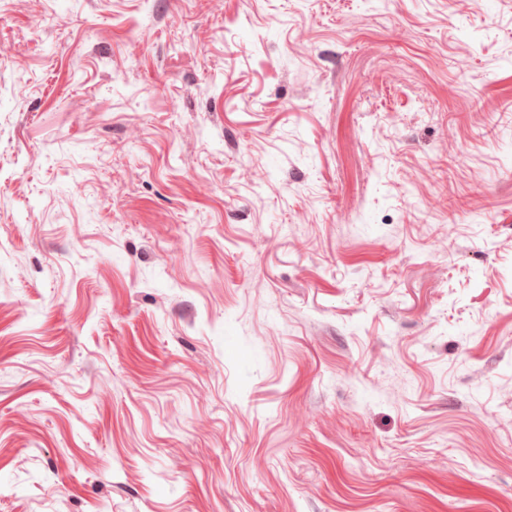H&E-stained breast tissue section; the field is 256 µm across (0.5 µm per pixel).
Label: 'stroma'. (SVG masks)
Returning <instances> with one entry per match:
<instances>
[{"label": "stroma", "mask_w": 512, "mask_h": 512, "mask_svg": "<svg viewBox=\"0 0 512 512\" xmlns=\"http://www.w3.org/2000/svg\"><path fill=\"white\" fill-rule=\"evenodd\" d=\"M0 512H512V0H0Z\"/></svg>", "instance_id": "obj_1"}]
</instances>
